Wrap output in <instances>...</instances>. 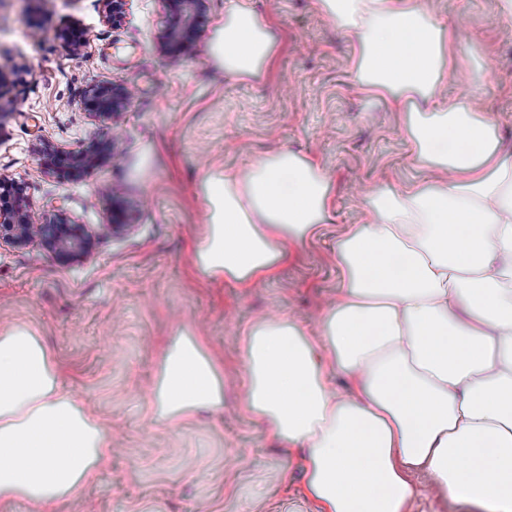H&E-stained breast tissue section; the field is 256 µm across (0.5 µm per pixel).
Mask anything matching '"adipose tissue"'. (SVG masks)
<instances>
[{"label":"adipose tissue","instance_id":"ef3b65f1","mask_svg":"<svg viewBox=\"0 0 512 512\" xmlns=\"http://www.w3.org/2000/svg\"><path fill=\"white\" fill-rule=\"evenodd\" d=\"M354 40L353 87L401 113L423 179L378 187L369 221L336 245L340 286L317 332L291 318L244 332L242 406L302 452L315 512H423L452 500L512 512V159L495 121L443 91L461 39L420 0H318ZM278 37L230 0L210 55L259 81ZM209 224L196 272L253 288L327 218L332 183L280 150L199 185ZM351 381L332 384L335 373ZM156 421L224 411V373L200 340L169 341L152 386ZM112 453L104 424L67 393L43 339L0 332V501L54 512Z\"/></svg>","mask_w":512,"mask_h":512}]
</instances>
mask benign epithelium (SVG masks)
<instances>
[{"instance_id": "benign-epithelium-1", "label": "benign epithelium", "mask_w": 512, "mask_h": 512, "mask_svg": "<svg viewBox=\"0 0 512 512\" xmlns=\"http://www.w3.org/2000/svg\"><path fill=\"white\" fill-rule=\"evenodd\" d=\"M107 17L117 24L123 19L130 0H105ZM169 22L159 31L160 51L170 60L189 57L196 45V29L205 0H163ZM132 99V90L123 83L109 82L91 86L84 101L91 114L104 121H112L125 112ZM108 154V144L98 145ZM96 149V150H98ZM96 150L86 148L79 153L60 156L62 167L56 169L89 170L98 161ZM0 239L20 247L45 249L63 260H81L94 247L95 237L83 224H76L61 213L48 214L39 224L30 221L29 202L16 181L0 180Z\"/></svg>"}]
</instances>
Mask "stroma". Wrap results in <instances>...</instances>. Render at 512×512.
Instances as JSON below:
<instances>
[{
  "instance_id": "obj_1",
  "label": "stroma",
  "mask_w": 512,
  "mask_h": 512,
  "mask_svg": "<svg viewBox=\"0 0 512 512\" xmlns=\"http://www.w3.org/2000/svg\"><path fill=\"white\" fill-rule=\"evenodd\" d=\"M463 32L446 96L470 95L491 113L512 153V30L497 0H421ZM227 0H207L193 56L169 62L157 36L162 0H130L112 24L105 0H0V177L21 182L33 222L60 212L96 237L89 257L54 255L0 240V331L23 324L48 345L66 392L112 436V455L77 501L55 512H311L301 498L304 462L239 411L246 388L243 331L262 318L315 328L336 298V243L367 222V195L419 177L402 116L357 92L353 39L316 0H252L278 36L265 77L224 74L208 53ZM79 26L72 49L63 30ZM134 91L118 124L83 105L92 85ZM115 141L113 155L78 178L53 172L49 149L76 152ZM280 149L329 175V218L265 283L240 288L197 276L192 254L208 222L199 184ZM123 190L131 226L115 236L104 186ZM199 336L224 369L223 414L176 427L153 420L152 383L178 330Z\"/></svg>"
}]
</instances>
